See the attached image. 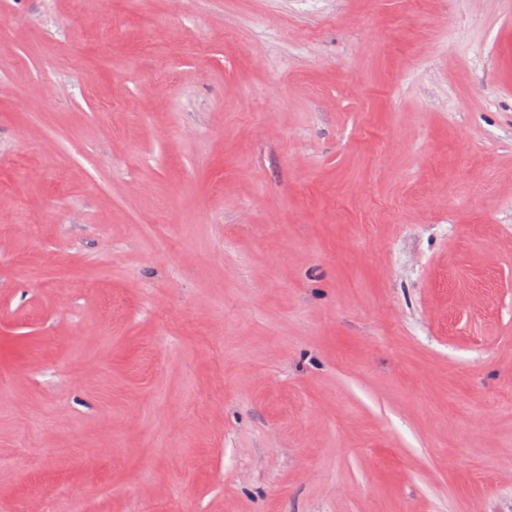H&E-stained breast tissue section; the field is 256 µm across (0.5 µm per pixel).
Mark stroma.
I'll return each mask as SVG.
<instances>
[{"label":"stroma","instance_id":"obj_1","mask_svg":"<svg viewBox=\"0 0 512 512\" xmlns=\"http://www.w3.org/2000/svg\"><path fill=\"white\" fill-rule=\"evenodd\" d=\"M512 512V0H0V512Z\"/></svg>","mask_w":512,"mask_h":512}]
</instances>
